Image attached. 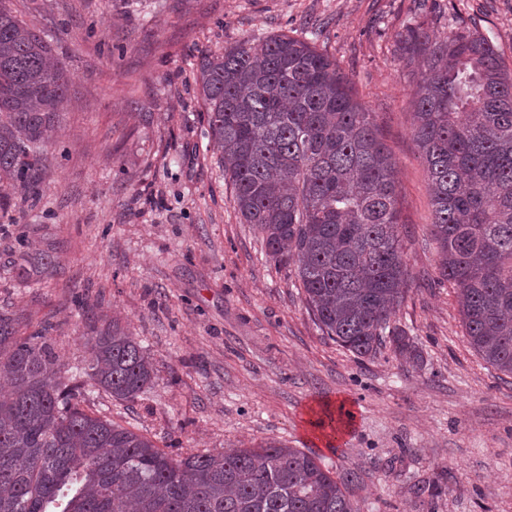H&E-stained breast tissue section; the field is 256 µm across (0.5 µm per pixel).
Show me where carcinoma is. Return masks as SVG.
<instances>
[{"mask_svg":"<svg viewBox=\"0 0 512 512\" xmlns=\"http://www.w3.org/2000/svg\"><path fill=\"white\" fill-rule=\"evenodd\" d=\"M426 72L413 91L414 137L432 191V236L469 343L512 375V74L478 32L442 40L417 27L406 42ZM235 210L267 252L294 270L320 330L356 358L384 338L415 365L413 338L390 326L408 276L395 163L374 113L336 61L286 34L198 57ZM67 92L65 64L0 3V223L19 224L43 194L41 171ZM41 272L25 255L13 267ZM90 377L115 400L145 392L153 364L114 320L91 329ZM0 512H356L359 476H332L280 442L180 459L83 408L46 337L18 335L0 313Z\"/></svg>","mask_w":512,"mask_h":512,"instance_id":"obj_1","label":"carcinoma"}]
</instances>
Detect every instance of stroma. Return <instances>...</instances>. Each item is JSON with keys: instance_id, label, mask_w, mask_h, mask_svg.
I'll return each mask as SVG.
<instances>
[{"instance_id": "obj_1", "label": "stroma", "mask_w": 512, "mask_h": 512, "mask_svg": "<svg viewBox=\"0 0 512 512\" xmlns=\"http://www.w3.org/2000/svg\"><path fill=\"white\" fill-rule=\"evenodd\" d=\"M67 69L45 192L0 234V313L45 332L96 413L173 457L275 440L362 476L357 512H512V375L470 347L440 281L428 172L413 137L420 78L403 41L479 31L512 71V0H6ZM288 33L336 60L396 163L407 294L391 317L423 350L358 360L323 336L293 272L241 223L192 88L202 52ZM51 276L19 280L20 254ZM116 319L152 387L117 401L88 373L91 326ZM345 404L350 426L313 427Z\"/></svg>"}]
</instances>
